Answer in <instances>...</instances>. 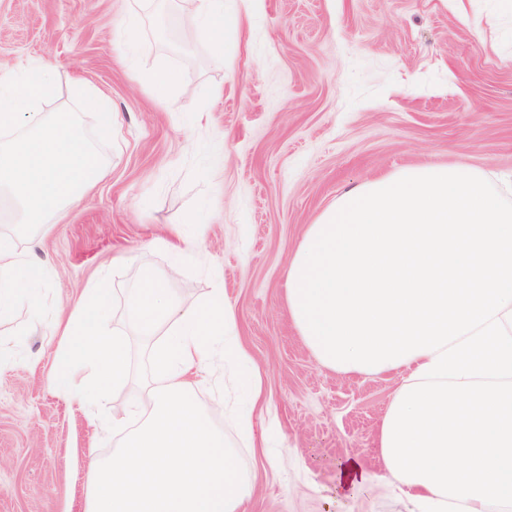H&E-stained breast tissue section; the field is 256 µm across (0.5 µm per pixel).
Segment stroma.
Here are the masks:
<instances>
[{"label": "stroma", "mask_w": 512, "mask_h": 512, "mask_svg": "<svg viewBox=\"0 0 512 512\" xmlns=\"http://www.w3.org/2000/svg\"><path fill=\"white\" fill-rule=\"evenodd\" d=\"M180 0H0V63L55 67L46 113L89 89L112 105L107 176L20 250L46 270L36 300L0 323L13 349L0 370V512H80L89 451L111 456L93 412L54 390L56 352L81 362V336L57 320L90 288L106 294L146 362L127 296L137 269L172 272L189 304L214 288L235 308V337L263 380L241 425L239 392L215 364L196 392L254 484L247 512H405L377 448L400 376L321 365L288 319L283 272L307 224L350 187L406 166L480 167L512 175V0H224L240 22L216 52L183 41L196 15ZM135 15L136 34L118 26ZM160 68L181 83L156 100ZM204 251L177 257L174 229ZM371 480L343 495L339 465Z\"/></svg>", "instance_id": "obj_1"}]
</instances>
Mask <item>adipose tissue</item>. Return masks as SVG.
Listing matches in <instances>:
<instances>
[{"mask_svg": "<svg viewBox=\"0 0 512 512\" xmlns=\"http://www.w3.org/2000/svg\"><path fill=\"white\" fill-rule=\"evenodd\" d=\"M203 2L197 30L223 46L238 22L224 0ZM502 191L476 167L412 166L365 181L307 225L285 271L288 317L323 366L400 375L378 448L406 512L512 507V205ZM42 274L0 234V320ZM90 306L92 383L72 373L52 382L82 402L129 375L107 296L76 301L72 319Z\"/></svg>", "mask_w": 512, "mask_h": 512, "instance_id": "obj_1", "label": "adipose tissue"}]
</instances>
